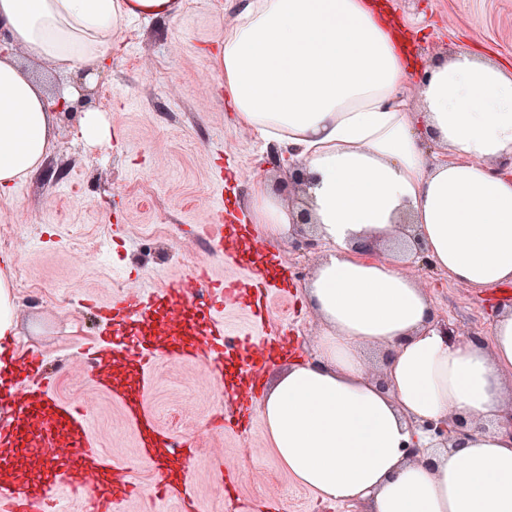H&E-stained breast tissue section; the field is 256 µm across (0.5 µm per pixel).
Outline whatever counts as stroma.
I'll list each match as a JSON object with an SVG mask.
<instances>
[{
  "mask_svg": "<svg viewBox=\"0 0 512 512\" xmlns=\"http://www.w3.org/2000/svg\"><path fill=\"white\" fill-rule=\"evenodd\" d=\"M381 2L416 62L476 47L487 59L512 65V0ZM241 5L182 0L174 18L131 21L88 84L109 139L89 143L81 113H56L54 148L44 167L0 190V271L16 305L13 344L44 358L58 396L84 407L95 447L138 485L118 512L185 510L181 497L160 494L167 473L143 457L138 429L122 405L86 375L83 351L102 328L87 302L121 296L131 274L153 288L190 274L210 254L200 227L215 220L214 203L248 218L255 182L292 209L303 197L288 184L287 154L236 123L224 76L209 60ZM229 158L238 171L232 182L219 177ZM264 236L294 282L292 299L272 298L271 326L295 338L298 358L313 359L323 324L301 297L326 248L294 247L292 231ZM407 270L426 288L436 313L467 334L488 335L496 310L512 308L497 288L454 283L421 259ZM144 404L175 441L198 449L182 472L192 512H257L271 505L277 512H359L299 485L279 463L260 416L241 431L210 426L211 417L226 411L224 384L210 359L160 358Z\"/></svg>",
  "mask_w": 512,
  "mask_h": 512,
  "instance_id": "obj_1",
  "label": "stroma"
}]
</instances>
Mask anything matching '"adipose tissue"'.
Listing matches in <instances>:
<instances>
[{
  "mask_svg": "<svg viewBox=\"0 0 512 512\" xmlns=\"http://www.w3.org/2000/svg\"><path fill=\"white\" fill-rule=\"evenodd\" d=\"M180 7L0 0L11 46L0 55V189L53 150L54 113L32 64L92 73L126 22ZM212 66L237 122L295 155L329 247L305 291L325 324L317 354L293 363L260 407L279 463L321 499L369 512H512V310L490 335L446 341L406 271L413 251L398 248L415 234L450 280L512 283V176L500 170L512 160V69L469 50L427 63L425 109L411 111V60L377 0H245ZM253 193V223L290 227L263 183ZM362 243L378 256L361 255ZM369 348L390 355L389 392L369 371ZM450 416L466 432L436 447L418 424Z\"/></svg>",
  "mask_w": 512,
  "mask_h": 512,
  "instance_id": "adipose-tissue-1",
  "label": "adipose tissue"
}]
</instances>
